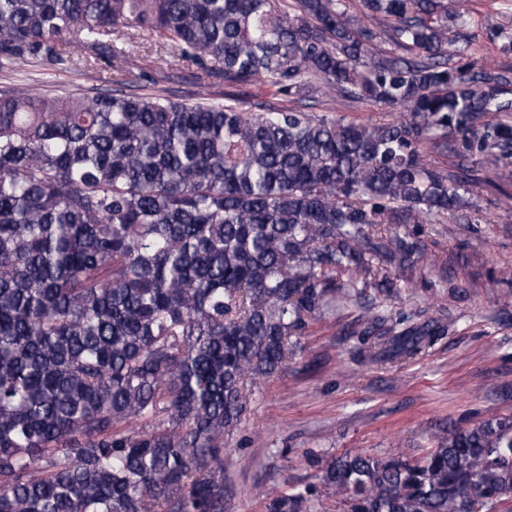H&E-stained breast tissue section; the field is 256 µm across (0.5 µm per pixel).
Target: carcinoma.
Wrapping results in <instances>:
<instances>
[{
  "label": "carcinoma",
  "mask_w": 512,
  "mask_h": 512,
  "mask_svg": "<svg viewBox=\"0 0 512 512\" xmlns=\"http://www.w3.org/2000/svg\"><path fill=\"white\" fill-rule=\"evenodd\" d=\"M470 0H0V69L120 62L89 96L0 91V512H224L225 438L311 321L386 297L401 224L480 183L512 201V65L463 55ZM141 30L197 101L125 90ZM512 50V27L488 30ZM387 44L388 50L380 49ZM261 79L280 102L229 89ZM224 85V101L212 88ZM400 111L379 124L304 103ZM446 322L367 320L352 359L424 357ZM512 512V416L421 458L345 453L265 512Z\"/></svg>",
  "instance_id": "obj_1"
}]
</instances>
